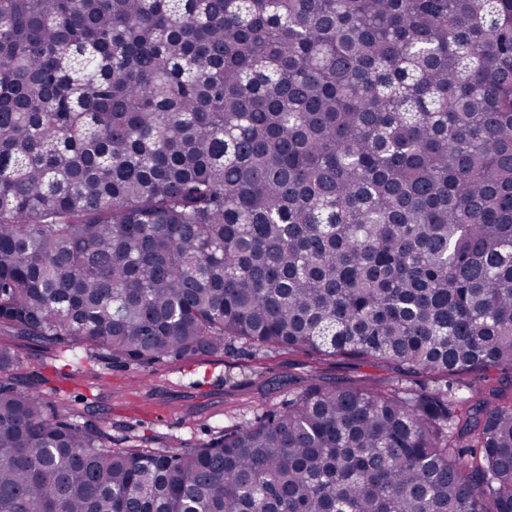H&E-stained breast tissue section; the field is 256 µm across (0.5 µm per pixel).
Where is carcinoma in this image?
Listing matches in <instances>:
<instances>
[{
  "mask_svg": "<svg viewBox=\"0 0 512 512\" xmlns=\"http://www.w3.org/2000/svg\"><path fill=\"white\" fill-rule=\"evenodd\" d=\"M0 326L444 385L114 448L0 347V512H512V0H0ZM497 373L486 372V373H473L466 376V382L468 388H460L456 392L458 405L464 402L465 398L470 395H475L477 391L484 389L487 385H498Z\"/></svg>",
  "mask_w": 512,
  "mask_h": 512,
  "instance_id": "1",
  "label": "carcinoma"
}]
</instances>
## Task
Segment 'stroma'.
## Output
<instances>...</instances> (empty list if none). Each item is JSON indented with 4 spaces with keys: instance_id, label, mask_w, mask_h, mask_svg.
Listing matches in <instances>:
<instances>
[{
    "instance_id": "1",
    "label": "stroma",
    "mask_w": 512,
    "mask_h": 512,
    "mask_svg": "<svg viewBox=\"0 0 512 512\" xmlns=\"http://www.w3.org/2000/svg\"><path fill=\"white\" fill-rule=\"evenodd\" d=\"M0 346L15 351L16 375L56 405L94 412L113 447L199 448L224 428L288 400L309 378L416 387L420 378L359 359H320L286 350L258 352L231 342L190 359L150 365L46 347L0 327Z\"/></svg>"
}]
</instances>
